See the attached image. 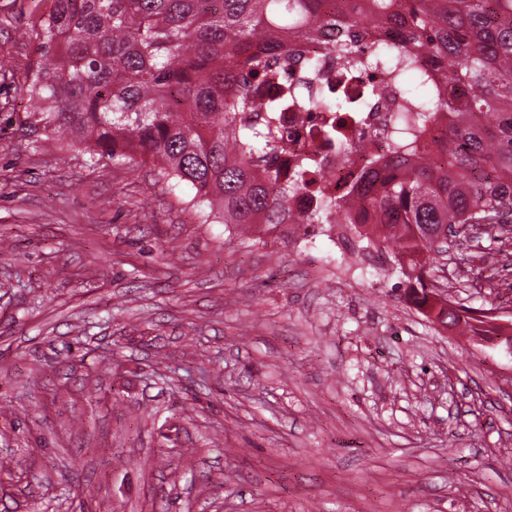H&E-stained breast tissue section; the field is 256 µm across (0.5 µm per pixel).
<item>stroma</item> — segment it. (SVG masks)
I'll use <instances>...</instances> for the list:
<instances>
[{
  "label": "stroma",
  "mask_w": 512,
  "mask_h": 512,
  "mask_svg": "<svg viewBox=\"0 0 512 512\" xmlns=\"http://www.w3.org/2000/svg\"><path fill=\"white\" fill-rule=\"evenodd\" d=\"M37 4L0 0V512H512V352L437 333L365 237L205 224L31 142ZM462 250L437 285L512 308V224Z\"/></svg>",
  "instance_id": "35a3bbf8"
}]
</instances>
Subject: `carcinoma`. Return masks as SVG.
Segmentation results:
<instances>
[{"mask_svg":"<svg viewBox=\"0 0 512 512\" xmlns=\"http://www.w3.org/2000/svg\"><path fill=\"white\" fill-rule=\"evenodd\" d=\"M374 23L393 44L360 46ZM327 26L350 36L331 48L336 83L294 89L281 71L315 58L290 50ZM38 57L24 74L32 136H57L91 165L149 166L171 187L194 191L201 217L226 224H375L406 282L425 292L442 256L444 227L487 235L512 223V0H51L30 29ZM441 70L427 85L417 58ZM377 63L399 70L395 99L414 140L395 144L353 175L349 199L315 194L304 218L288 205L310 187V165L288 170L280 113L288 101L323 112H364L359 88ZM410 76L428 92L404 91ZM342 118L323 142L346 146Z\"/></svg>","mask_w":512,"mask_h":512,"instance_id":"cac0c4a2","label":"carcinoma"}]
</instances>
